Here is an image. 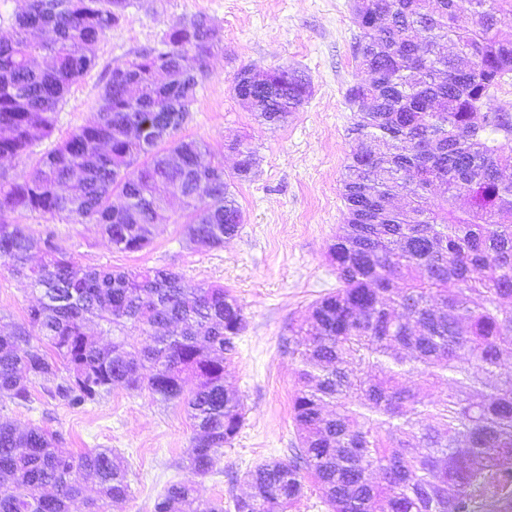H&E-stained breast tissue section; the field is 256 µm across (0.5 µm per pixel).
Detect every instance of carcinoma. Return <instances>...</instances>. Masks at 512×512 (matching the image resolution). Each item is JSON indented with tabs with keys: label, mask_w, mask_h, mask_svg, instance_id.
<instances>
[{
	"label": "carcinoma",
	"mask_w": 512,
	"mask_h": 512,
	"mask_svg": "<svg viewBox=\"0 0 512 512\" xmlns=\"http://www.w3.org/2000/svg\"><path fill=\"white\" fill-rule=\"evenodd\" d=\"M355 0L353 52L369 75L347 89L354 146L342 180L345 223L328 248L340 287L292 329V407L300 446L243 475L235 512H288L315 487L328 512H473L474 492L512 494V113L491 92L512 75V0ZM131 0H23L0 39V259L39 293L0 334V400L26 402L38 380L73 405L121 384L183 406L196 434L187 454L204 479L244 423L224 367L246 328L237 299L169 269L76 265L50 235L12 219L96 224L112 246L139 252L182 200L185 235L221 248L243 224L233 188L256 152L237 141L234 173L202 161L204 142L176 138L220 44L205 15L180 20L161 47L111 68L93 119L51 137L70 88L97 61ZM248 65L235 96L263 125L303 106L308 80ZM29 160L20 177L3 163ZM114 333L108 347L95 329ZM144 333L141 344L127 331ZM196 388L184 394V376ZM334 411L325 414V407ZM93 479L97 496L86 493ZM130 492L109 448L77 456L41 427L0 423V512H107ZM224 512L198 485L173 482L154 512Z\"/></svg>",
	"instance_id": "obj_1"
}]
</instances>
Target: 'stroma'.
<instances>
[{"instance_id":"stroma-1","label":"stroma","mask_w":512,"mask_h":512,"mask_svg":"<svg viewBox=\"0 0 512 512\" xmlns=\"http://www.w3.org/2000/svg\"><path fill=\"white\" fill-rule=\"evenodd\" d=\"M352 0H133L128 19L97 49L96 66L67 95L56 137L87 122L108 68L159 45L180 20L206 15L219 30L222 48L211 60L182 137L204 141L208 156L232 172V141L249 143L258 164L237 182L244 224L224 247L190 244L179 219V202L166 223L155 225L151 244L140 252L116 250L99 226L20 216L35 236L54 234L78 265L137 271L170 268L192 284L221 285L241 303L247 328L238 353L224 369L225 385L245 405V423L225 448L215 474L196 475L184 460L194 430L181 405L156 401L147 390L116 387L105 398L80 406L55 396L59 377L32 384L24 404L0 403V421L19 428L60 433L64 451L109 448L129 468L130 494L112 512H154V501L170 483L201 482L204 497L234 512V496L245 493L238 477L255 465L282 457L298 443L292 395L298 363L286 351L293 326L310 305L339 282L327 247L344 222L342 175L352 142L347 130L354 112L347 88L363 79L353 54L358 32ZM284 66L304 72L311 94L281 127L258 124L232 89L242 66ZM36 292L0 265V322L20 321Z\"/></svg>"}]
</instances>
